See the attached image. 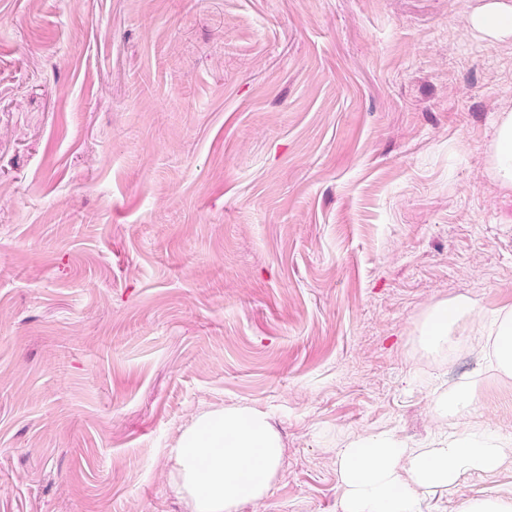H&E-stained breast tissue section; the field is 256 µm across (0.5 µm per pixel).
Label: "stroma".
Masks as SVG:
<instances>
[{"label":"stroma","mask_w":512,"mask_h":512,"mask_svg":"<svg viewBox=\"0 0 512 512\" xmlns=\"http://www.w3.org/2000/svg\"><path fill=\"white\" fill-rule=\"evenodd\" d=\"M491 2L0 0V512H189L167 451L229 408L284 448L240 512H340L355 440L512 436L481 325L420 343L512 308ZM490 493L512 449L423 512ZM482 318V311L465 295L445 301L424 319L420 334L422 346L429 352L445 347L460 324ZM475 389L471 382L459 383L448 395L435 401V409L441 414L451 417L462 413L475 404Z\"/></svg>","instance_id":"obj_1"}]
</instances>
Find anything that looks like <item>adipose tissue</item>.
I'll return each mask as SVG.
<instances>
[{
    "label": "adipose tissue",
    "mask_w": 512,
    "mask_h": 512,
    "mask_svg": "<svg viewBox=\"0 0 512 512\" xmlns=\"http://www.w3.org/2000/svg\"><path fill=\"white\" fill-rule=\"evenodd\" d=\"M482 317L469 297L456 296L424 319L421 343L430 352L445 347L460 324ZM488 334L489 362L511 377L512 310L495 317ZM506 446L499 434L477 428L428 448H407L388 435L354 442L338 453L341 512H423L422 492L451 490L464 475L497 469ZM168 455L173 485L190 512H238L268 492L283 446L265 412L235 408L203 417Z\"/></svg>",
    "instance_id": "1"
}]
</instances>
